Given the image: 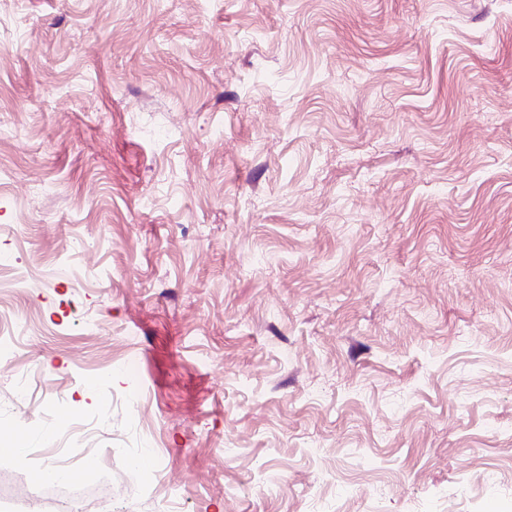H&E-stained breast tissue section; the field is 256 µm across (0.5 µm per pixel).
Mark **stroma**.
<instances>
[{"label":"stroma","instance_id":"stroma-1","mask_svg":"<svg viewBox=\"0 0 512 512\" xmlns=\"http://www.w3.org/2000/svg\"><path fill=\"white\" fill-rule=\"evenodd\" d=\"M0 315L1 485L512 512V0H0Z\"/></svg>","mask_w":512,"mask_h":512}]
</instances>
